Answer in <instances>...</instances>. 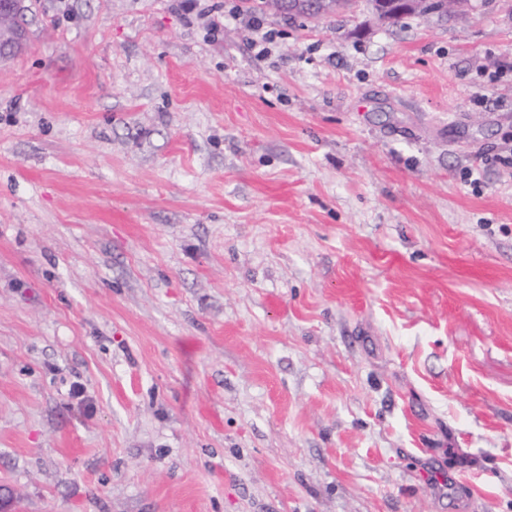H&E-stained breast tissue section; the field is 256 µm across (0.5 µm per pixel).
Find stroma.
<instances>
[{"label": "stroma", "mask_w": 512, "mask_h": 512, "mask_svg": "<svg viewBox=\"0 0 512 512\" xmlns=\"http://www.w3.org/2000/svg\"><path fill=\"white\" fill-rule=\"evenodd\" d=\"M27 2L14 512H512V0L269 17L264 55L241 0ZM382 1L383 0H371L379 17L392 23H397L405 15H422L427 11H432L438 16H448L454 11L455 7L462 2L459 0H420V10L418 12L411 7L408 11L400 12L387 18V13L383 11L384 4ZM247 30L255 35L250 40L253 47H259L257 54H263L267 52L269 44H272L275 38L274 30L264 31V23L257 16H251L247 22Z\"/></svg>", "instance_id": "obj_1"}]
</instances>
